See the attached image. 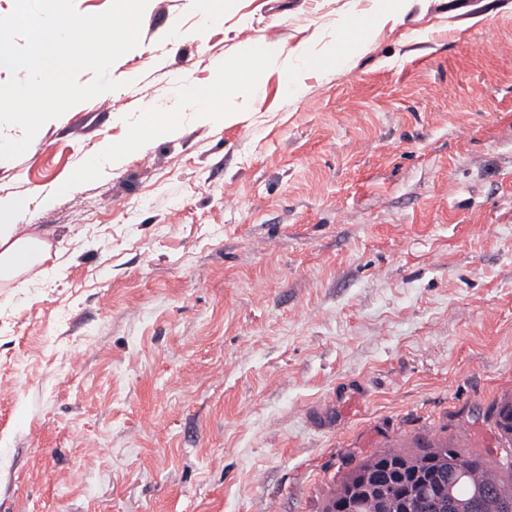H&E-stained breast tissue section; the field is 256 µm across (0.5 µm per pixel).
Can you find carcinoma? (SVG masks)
I'll return each mask as SVG.
<instances>
[{
  "label": "carcinoma",
  "instance_id": "carcinoma-1",
  "mask_svg": "<svg viewBox=\"0 0 512 512\" xmlns=\"http://www.w3.org/2000/svg\"><path fill=\"white\" fill-rule=\"evenodd\" d=\"M485 422L500 444L492 466L483 454L459 448L444 438L428 442L417 451L386 448L364 459L357 469L382 472L398 461H406L409 467L403 472L405 482L437 477L444 493L420 503L416 512H455L459 502L474 504L473 512H503V505H512V398L493 403L486 411Z\"/></svg>",
  "mask_w": 512,
  "mask_h": 512
}]
</instances>
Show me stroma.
<instances>
[{"label": "stroma", "instance_id": "obj_1", "mask_svg": "<svg viewBox=\"0 0 512 512\" xmlns=\"http://www.w3.org/2000/svg\"><path fill=\"white\" fill-rule=\"evenodd\" d=\"M373 0H149L117 90L0 160L50 238L0 282V512H323L375 450L486 452L512 396V0H413L344 69L199 119L257 37ZM146 123L169 134L126 144ZM123 151L73 181L100 142ZM53 193L52 206L41 199ZM112 198L126 208L113 211Z\"/></svg>", "mask_w": 512, "mask_h": 512}]
</instances>
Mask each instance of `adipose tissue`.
I'll list each match as a JSON object with an SVG mask.
<instances>
[{"instance_id": "obj_1", "label": "adipose tissue", "mask_w": 512, "mask_h": 512, "mask_svg": "<svg viewBox=\"0 0 512 512\" xmlns=\"http://www.w3.org/2000/svg\"><path fill=\"white\" fill-rule=\"evenodd\" d=\"M379 14L363 20L343 21L337 31V39L325 52L316 54L308 47H299L296 60L301 67L313 68L327 62L346 64L369 43L381 22ZM284 52L282 45L267 40L259 47H247L242 63L231 78H222L207 87L183 84L184 96L218 103L233 97L252 96L258 91L256 74L260 69L277 67ZM20 203L11 197H0V281L7 282L31 272L49 256L47 241L23 231L19 219Z\"/></svg>"}]
</instances>
